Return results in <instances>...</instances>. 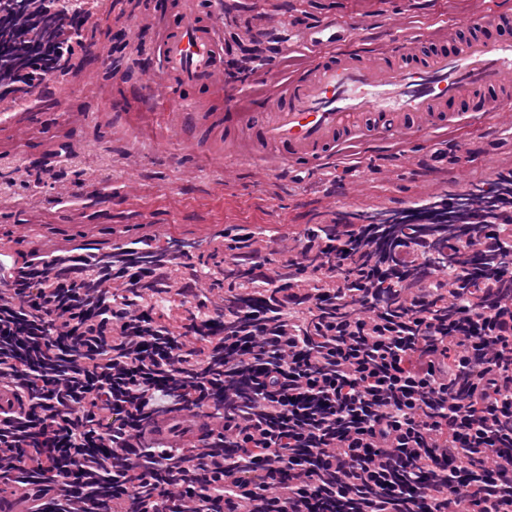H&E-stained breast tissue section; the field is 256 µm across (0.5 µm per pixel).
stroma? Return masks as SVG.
I'll use <instances>...</instances> for the list:
<instances>
[{"label": "stroma", "mask_w": 512, "mask_h": 512, "mask_svg": "<svg viewBox=\"0 0 512 512\" xmlns=\"http://www.w3.org/2000/svg\"><path fill=\"white\" fill-rule=\"evenodd\" d=\"M165 0H95L85 24L89 54H77L72 69L47 80L16 107L27 122L25 136L0 120V251L17 266L61 251H109L142 239L153 229H169V241L188 243L197 269L217 270L224 258L217 241L234 227L279 234L302 232L311 224L335 223L336 212L362 209L407 211L419 206L422 181L440 196L474 183L492 184L485 168L494 156L500 171L512 170V134L440 128L418 145L399 142L350 147L338 164L360 196L334 195L325 171L297 166L282 178H259L258 160H238L233 174L214 165L189 138L172 131L152 96L149 74L156 65L158 39L146 29L137 41L117 39ZM226 43L240 23L276 9V39L296 42L306 25L331 13L367 22L368 45L380 48L394 28L425 29L438 24L466 31L477 12H512V0H207ZM124 120L133 137L114 136L112 123ZM465 144L468 170L447 164L449 143ZM391 177L381 180L377 169ZM69 194L60 197L58 188Z\"/></svg>", "instance_id": "stroma-1"}]
</instances>
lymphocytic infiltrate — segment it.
I'll return each mask as SVG.
<instances>
[{
	"label": "lymphocytic infiltrate",
	"mask_w": 512,
	"mask_h": 512,
	"mask_svg": "<svg viewBox=\"0 0 512 512\" xmlns=\"http://www.w3.org/2000/svg\"><path fill=\"white\" fill-rule=\"evenodd\" d=\"M511 224L504 193L381 258L385 225L325 224L275 269L225 232L246 278L184 289L181 336L85 256L0 260V481H57L60 512H512ZM323 269L334 294L287 285ZM186 411L215 423L202 450L152 436Z\"/></svg>",
	"instance_id": "lymphocytic-infiltrate-1"
}]
</instances>
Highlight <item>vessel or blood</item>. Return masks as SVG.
Instances as JSON below:
<instances>
[{"mask_svg":"<svg viewBox=\"0 0 512 512\" xmlns=\"http://www.w3.org/2000/svg\"><path fill=\"white\" fill-rule=\"evenodd\" d=\"M157 67L150 80L162 88L166 110L181 133H194L207 147V112L184 93L205 88L223 92L224 42L204 0H177L159 19ZM362 20L330 16L299 35L304 54L284 82L269 88L265 109L241 133L254 153L273 151L262 172L275 177L296 164L317 165L339 156L349 139L410 141L444 124L492 125L512 129V14L468 23L453 47L418 33L389 39L374 52L358 48ZM54 485L14 489L13 512L50 502Z\"/></svg>","mask_w":512,"mask_h":512,"instance_id":"1","label":"vessel or blood"}]
</instances>
